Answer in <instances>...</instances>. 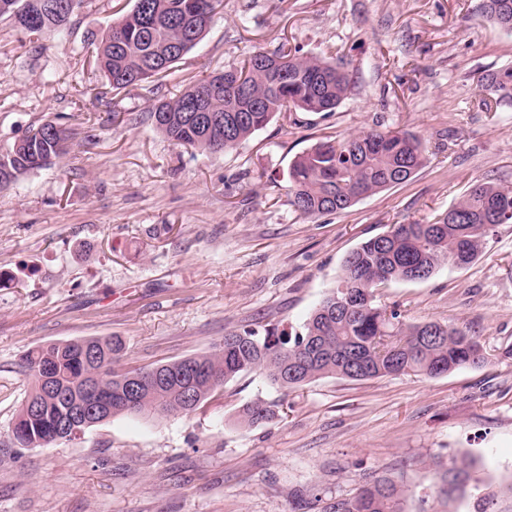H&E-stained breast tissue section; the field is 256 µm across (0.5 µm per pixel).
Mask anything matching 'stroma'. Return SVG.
<instances>
[{
    "label": "stroma",
    "instance_id": "1",
    "mask_svg": "<svg viewBox=\"0 0 512 512\" xmlns=\"http://www.w3.org/2000/svg\"><path fill=\"white\" fill-rule=\"evenodd\" d=\"M479 3L223 0L165 78L120 92L90 44L130 0H82L61 40L0 18V145L58 115L76 133L63 162L0 189V512H330L382 475L402 478L406 512H433L432 462L453 457L475 460L484 484L512 481V224L471 265L376 292L405 322L477 337L483 366L329 377L286 394L250 373L186 418L115 417L51 448L11 441L29 349L117 336L131 370L235 330H301L360 243L445 214L473 181L512 185V105L485 110L475 95L483 75L512 66V34ZM281 46L344 57L352 94L332 112L278 113L220 153L155 129L159 99ZM370 128L415 133L428 162L344 211L295 212L291 162ZM257 400L276 418L236 424Z\"/></svg>",
    "mask_w": 512,
    "mask_h": 512
}]
</instances>
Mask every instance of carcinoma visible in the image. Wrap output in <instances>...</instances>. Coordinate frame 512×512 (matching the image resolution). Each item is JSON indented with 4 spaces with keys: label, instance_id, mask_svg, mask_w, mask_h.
<instances>
[{
    "label": "carcinoma",
    "instance_id": "obj_1",
    "mask_svg": "<svg viewBox=\"0 0 512 512\" xmlns=\"http://www.w3.org/2000/svg\"><path fill=\"white\" fill-rule=\"evenodd\" d=\"M80 0H0L7 16L31 33L61 36ZM222 0H133L95 42L98 72L116 90H131L164 78L171 66L205 37ZM482 16L512 33V0H481ZM479 105L512 102V67L494 71L477 84ZM347 63L326 61L299 50H258L243 64L210 75L169 99L151 114L156 129L177 146L199 152L232 150L263 129L278 112H332L351 93ZM75 132L54 120L30 126L0 148V189L33 170L70 154ZM422 140L407 130L369 129L318 143L295 158L288 171V204L306 217L343 211L360 199L408 181L427 162ZM512 223V186L476 181L428 221L393 224L387 235L362 242L349 253L336 285L293 336L253 329L224 336L211 351L124 370V345L114 337H93L38 346L20 366L30 378L28 396L12 427L19 448H46L70 441L91 426L116 416L187 417L216 390L245 374L258 373L288 391L326 377L353 381L386 376L436 377L463 367H480L487 354L463 330L438 322L407 324L397 311L378 304L375 291L391 282L419 281L453 265L464 268L484 253L501 224ZM140 379L128 394L129 376ZM108 402L112 412L63 428L80 405ZM271 406L242 407L240 423L274 418ZM435 497L441 512L467 491L479 492L480 512H499L501 495L481 485L476 463L433 462ZM406 490L380 477L333 512H404Z\"/></svg>",
    "mask_w": 512,
    "mask_h": 512
}]
</instances>
